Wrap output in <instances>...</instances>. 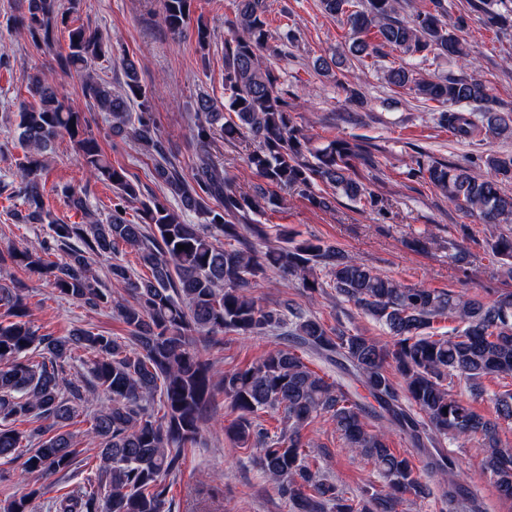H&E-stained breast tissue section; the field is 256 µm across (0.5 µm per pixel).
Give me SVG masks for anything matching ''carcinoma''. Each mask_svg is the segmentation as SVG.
<instances>
[{"label": "carcinoma", "mask_w": 512, "mask_h": 512, "mask_svg": "<svg viewBox=\"0 0 512 512\" xmlns=\"http://www.w3.org/2000/svg\"><path fill=\"white\" fill-rule=\"evenodd\" d=\"M192 0H160L163 21L178 39L189 35L205 48L211 33L207 25L190 27ZM488 24L499 32L512 30V7L503 0H481ZM328 15L341 18L350 30L349 52L365 58L389 47L422 59L428 55L461 57L459 32L467 27L460 15L447 21L443 0H428L412 19L397 17L395 0H320ZM20 29L35 46L53 50L56 31L67 28V50L57 53L66 75L82 78L83 92L112 118V132L129 134L154 161L152 177L179 196L183 205L204 219L187 224L166 201L156 196L141 202V222L126 218V204L139 199V185L127 170L114 165L89 133L84 115L59 97L58 89L39 74L29 91L38 105L16 113L24 159L13 173L10 195L27 206L26 219L46 224L53 244L39 241L0 254L28 275L50 282L57 293L86 306L106 307L122 321L129 335L119 340L103 333L76 329L66 336L40 335L28 316L26 288L17 280L0 284V459H14L21 449L37 442L28 453L24 471L34 481L69 470L82 449L73 433L64 430L88 402L80 386L68 379L72 353L91 354L83 366L92 387L104 399L90 412L85 435L99 445L97 478L83 489L55 500V512H165L167 478L180 470L187 449L195 447L207 406L220 388L237 413L225 434L239 448L257 450L256 464L291 512H399L405 496L433 494L448 505L462 500L476 503V495L462 483L458 458L440 448L442 440L480 448V468L498 491L512 497V445L499 434L500 423H512V390L491 398L496 418L479 414L474 403L488 397L486 379L512 377V292L483 302L451 290L411 287L378 273L316 237L295 240L283 235L285 246L261 254L249 237L266 236L251 215L261 205L278 206L280 198L265 185L307 193L315 207L331 201L310 192L321 181L353 200L375 204L374 197L350 176L360 145L332 141L304 157L307 140L292 124L288 92L263 54L278 55L270 44L267 0H237L235 21L242 34L224 42L225 109L236 120L220 126L224 140L254 146L247 163L265 180L247 190L231 186L208 151L216 123L223 118L208 97L200 98L193 118V138L200 148L192 177H183L167 157L157 136L156 119L135 62L120 54L127 78L114 92L94 79L89 62L111 53V46L81 26L70 28L59 15L57 0H19ZM386 80L407 87L425 100L456 110L442 113L454 135L468 139L487 131L512 135V113L498 112L485 85L475 78L427 80L411 66L387 71ZM138 101L132 114L129 103ZM472 107L485 125L473 119ZM73 141L80 164L89 177L112 186L117 202L105 220L86 211L84 224H69L52 215L44 201L42 183L47 164L44 153L56 138ZM487 175L477 178L467 170L433 162L418 169L421 178L443 191L456 208L485 224L512 223V196L501 184L512 182V155L485 159ZM249 236H244L242 230ZM134 249L140 265L150 272L136 277L115 262L110 267L112 287L92 272V257L106 256L118 244ZM65 258L50 261L52 245ZM185 249L180 250L178 246ZM493 254L512 259V234H502ZM327 269L336 294L381 323L390 340L381 342L361 333L326 326L314 316L292 307L286 310L260 304L250 290L271 269L298 279L303 295L312 299L324 282L314 274ZM295 318L286 339L336 361L341 371L359 382L377 407L366 411L339 382L312 371L294 351L275 348L246 368L224 373L215 383L212 363L195 348L193 337L217 342L232 333L245 340L286 325L285 312ZM451 319L462 327L444 335L434 324ZM40 352L41 361L29 353ZM466 385L467 395L453 392ZM282 411L281 427L272 434L255 421L260 411ZM327 415L345 447L362 455L383 481L380 492L361 491L348 496L336 484L319 476L312 447L305 434L316 418ZM375 418L381 424L366 422ZM18 422L35 424L20 430ZM395 428L416 448L425 449L423 469L392 451L386 429ZM40 488L16 490L0 502V512H35Z\"/></svg>", "instance_id": "obj_1"}]
</instances>
